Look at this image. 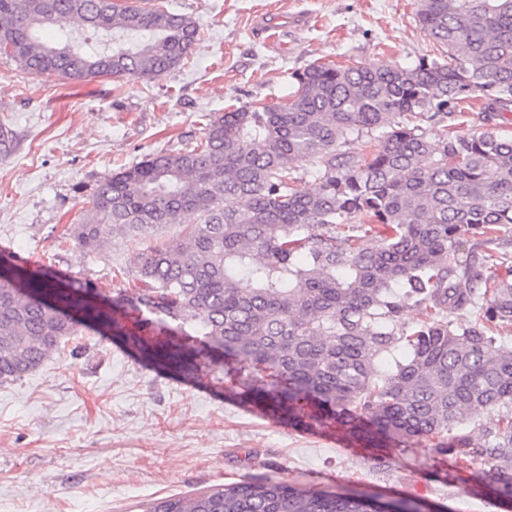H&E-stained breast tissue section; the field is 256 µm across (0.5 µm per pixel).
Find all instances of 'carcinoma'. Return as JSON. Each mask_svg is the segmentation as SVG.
Wrapping results in <instances>:
<instances>
[{
    "mask_svg": "<svg viewBox=\"0 0 512 512\" xmlns=\"http://www.w3.org/2000/svg\"><path fill=\"white\" fill-rule=\"evenodd\" d=\"M417 20L447 60L295 72L286 102L232 105L197 145L102 182L73 238L92 252L114 230L187 225L143 254L120 303L135 314L123 338L145 357L193 376L206 354L225 393L296 424L369 443L435 437L439 461L484 462L474 480L511 504L512 350L493 328L512 321V282L458 253L512 230V135L492 131L512 112V0H419ZM67 22L76 30L49 39ZM197 37L186 15L122 0H0V53L35 75L148 82ZM474 98L480 128L458 136L448 119ZM308 161L313 191L294 176ZM90 294L40 277L22 289L0 271V382L99 321ZM410 301L426 309L413 327L400 321ZM468 307L474 322L451 320ZM478 410L495 415L476 423ZM144 512L430 509L248 478Z\"/></svg>",
    "mask_w": 512,
    "mask_h": 512,
    "instance_id": "carcinoma-1",
    "label": "carcinoma"
}]
</instances>
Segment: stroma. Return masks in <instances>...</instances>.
<instances>
[{"instance_id": "1", "label": "stroma", "mask_w": 512, "mask_h": 512, "mask_svg": "<svg viewBox=\"0 0 512 512\" xmlns=\"http://www.w3.org/2000/svg\"><path fill=\"white\" fill-rule=\"evenodd\" d=\"M189 16L199 40L149 82L32 75L0 55V267L60 285L92 283L109 317L140 256L181 236L114 232L97 251L72 237L98 185L146 155L196 145L231 105L273 103L313 63L364 66L441 58L418 0H155ZM274 42H267V35ZM338 429L295 427L224 393L216 373L186 378L143 358L114 327H82L41 367L0 383V512H143L149 501L245 478L325 493L401 496L438 512H512L447 479L432 439L381 449Z\"/></svg>"}]
</instances>
